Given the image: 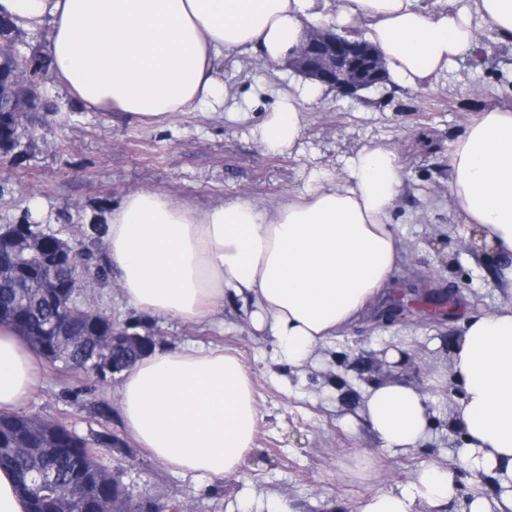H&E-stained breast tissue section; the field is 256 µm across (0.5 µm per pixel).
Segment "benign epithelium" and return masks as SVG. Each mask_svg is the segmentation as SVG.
<instances>
[{
  "label": "benign epithelium",
  "mask_w": 512,
  "mask_h": 512,
  "mask_svg": "<svg viewBox=\"0 0 512 512\" xmlns=\"http://www.w3.org/2000/svg\"><path fill=\"white\" fill-rule=\"evenodd\" d=\"M17 32V26L0 19V112H39L44 104L37 85L47 78V72L19 64V50L15 47ZM288 66L343 95H354L385 80L382 60L368 42L350 39L330 28H308ZM20 235L28 236L32 242L42 241L41 232L31 230L26 224H14L0 230V243ZM74 255L70 241L58 239L52 262L56 270L64 273L61 289L69 306L76 309L80 307L86 282L74 271ZM138 339L140 336L134 333L114 328L98 337V342L107 353Z\"/></svg>",
  "instance_id": "7a95c632"
}]
</instances>
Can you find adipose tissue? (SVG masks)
Instances as JSON below:
<instances>
[{
	"label": "adipose tissue",
	"instance_id": "1",
	"mask_svg": "<svg viewBox=\"0 0 512 512\" xmlns=\"http://www.w3.org/2000/svg\"><path fill=\"white\" fill-rule=\"evenodd\" d=\"M19 27L50 24L52 73L67 91L102 111L164 124L177 112L217 109L227 97L224 52L287 58L318 22L363 27L388 75L419 88L448 72L464 52L479 55L480 26L512 40V0H0ZM321 84L301 79L278 94L254 128L272 155L292 153L301 106ZM449 189L465 223L495 252L497 281L512 295V109L481 112L448 155ZM402 167L388 145L349 155L342 174L311 170L301 194L267 209L238 198L197 211L166 195L137 191L104 229L107 263L126 301L154 316L194 321L225 296L252 306L289 364L353 322L385 292L399 259L391 215ZM42 355L0 325V413L20 411L41 376ZM458 459L474 477L496 481L493 496H471L467 512H512V298L467 319L453 354ZM124 425L151 457L173 470L224 478L239 472L259 418L255 387L231 348L153 349L124 372ZM370 424L388 452L425 440L428 406L394 382L371 387ZM453 470L421 468L396 489L369 495L360 512H420L450 504Z\"/></svg>",
	"mask_w": 512,
	"mask_h": 512
}]
</instances>
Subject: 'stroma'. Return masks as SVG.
I'll return each mask as SVG.
<instances>
[{"instance_id":"obj_1","label":"stroma","mask_w":512,"mask_h":512,"mask_svg":"<svg viewBox=\"0 0 512 512\" xmlns=\"http://www.w3.org/2000/svg\"><path fill=\"white\" fill-rule=\"evenodd\" d=\"M481 36V64L459 61L426 87L390 79L354 96L329 90L303 105L300 145L289 155L267 154L252 130L298 75L256 55L220 60L230 92L223 109L179 112L162 125L98 111L44 79L38 91L48 109L32 115L34 138L0 155V226L34 224L74 238L102 263L104 240L86 229L107 223L129 193L154 191L200 209L236 198L270 207L297 195L310 169L341 173L345 157L382 142L403 170L392 217L400 261L386 296L301 367L278 357L274 337L253 328L251 307L240 299L184 322L130 306L116 277L90 282L84 307L157 335L158 346L240 353L260 420L237 474L185 475L150 458L127 436L117 375L103 381L45 363L23 414L66 421L83 435L122 437L123 446L104 451L103 464L121 474L134 502H155L160 512H357L365 497L408 482L426 465H454L463 441L451 425L452 346L463 319L505 298L481 232L464 223L448 188V153L468 124L484 110L512 108V42L489 28ZM386 381L414 388L429 409L426 439L403 454L383 450L365 411L368 388ZM98 401L109 405L108 419L97 414Z\"/></svg>"}]
</instances>
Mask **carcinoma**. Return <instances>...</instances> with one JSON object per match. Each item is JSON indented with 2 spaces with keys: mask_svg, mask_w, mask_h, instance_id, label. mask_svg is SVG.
I'll use <instances>...</instances> for the list:
<instances>
[{
  "mask_svg": "<svg viewBox=\"0 0 512 512\" xmlns=\"http://www.w3.org/2000/svg\"><path fill=\"white\" fill-rule=\"evenodd\" d=\"M79 268L103 278L107 270L92 264L91 250L76 252ZM28 272L18 278L0 279V322L12 325L20 337L50 330L58 335L79 336L86 329L110 318L93 313L87 319L61 303L51 306L44 300L42 289L56 287L58 274L40 266L39 258L27 255ZM43 357L60 362L67 369L112 376L104 366L117 364L121 370L133 366L144 356L141 349L128 347L102 356L91 340L61 344L49 339L37 347ZM24 414H0V466L14 473L17 489L28 502V512H96L105 503L110 512H150L141 503L132 502L119 476L99 461L101 451L112 448L107 432L91 438L79 435L61 421L52 422L55 447L48 448L46 437L33 433L25 424ZM45 475L53 481L48 492L36 481Z\"/></svg>",
  "mask_w": 512,
  "mask_h": 512,
  "instance_id": "obj_1",
  "label": "carcinoma"
}]
</instances>
